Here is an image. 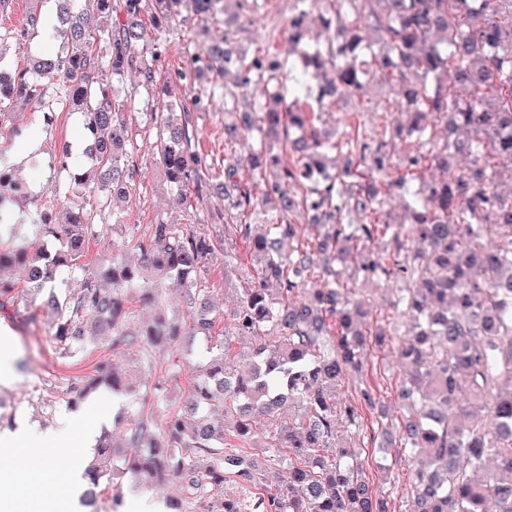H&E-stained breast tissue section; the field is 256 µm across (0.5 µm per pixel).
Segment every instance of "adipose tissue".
<instances>
[{"mask_svg":"<svg viewBox=\"0 0 512 512\" xmlns=\"http://www.w3.org/2000/svg\"><path fill=\"white\" fill-rule=\"evenodd\" d=\"M103 405L87 401L83 413L88 425L79 441L67 440L65 436L51 430L28 428L0 437V451L15 460L13 467L0 469V486L8 487V494L0 496V512H21L23 499L14 494V486L27 482L31 492L41 495V512H87L80 501L84 491L80 472L75 468H64L63 458L73 444L88 448L94 442L95 420Z\"/></svg>","mask_w":512,"mask_h":512,"instance_id":"ef3b65f1","label":"adipose tissue"}]
</instances>
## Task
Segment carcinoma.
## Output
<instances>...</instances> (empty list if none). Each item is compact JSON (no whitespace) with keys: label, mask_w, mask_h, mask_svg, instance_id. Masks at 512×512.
Returning a JSON list of instances; mask_svg holds the SVG:
<instances>
[{"label":"carcinoma","mask_w":512,"mask_h":512,"mask_svg":"<svg viewBox=\"0 0 512 512\" xmlns=\"http://www.w3.org/2000/svg\"><path fill=\"white\" fill-rule=\"evenodd\" d=\"M54 32L65 52L36 56L20 70L3 66L0 34V127L10 108L31 104L52 120L77 112L87 131L90 166L56 187L37 213L35 240L0 249V310L31 292L64 289L51 297L55 337L69 348L87 337H112V346H137L147 364L167 345L205 338L209 356L189 397L158 418L147 400L126 422V441L139 453L125 473L135 482L175 481L181 496L167 512H388L355 449L338 436L346 425L364 429L356 406L336 386L362 372L368 343L385 344L394 330L368 327L369 304L348 291L346 276L387 283L395 316L409 323L398 345L404 380L398 397L413 410L391 427L371 389L362 390L376 417L378 447L400 448L414 466L413 512H512V0H321L323 39L310 21L315 0H289L280 30L294 56L291 67L270 50L248 53L240 13H260L269 0H52ZM223 16L224 36L203 43L177 79L193 86L192 110L176 114V84L159 60L172 21L182 11ZM149 12L153 37L140 23ZM103 19V25L90 18ZM107 40L108 57L97 51ZM134 71L140 86L166 111L146 113L156 129L157 163L184 209L182 195L224 200V231L241 239L254 273L212 336L216 311L202 279L220 241L177 220H158L133 243L138 258L81 262L94 220L121 225L114 201L136 191L140 168L129 154L124 104L115 83ZM298 92L287 101L284 73ZM380 74L399 87L403 128L376 136L341 119L318 133L322 110L338 99L364 96ZM56 77L47 94L41 79ZM224 96V168L193 149L191 112ZM259 90L264 100L248 99ZM260 142L234 152L247 136ZM402 165L393 162L399 144ZM248 164L249 185L239 176ZM445 175L427 179L430 167ZM28 195L12 170L0 166V225L9 199ZM405 201L409 222L393 219L390 200ZM94 198L91 208L75 203ZM315 232L310 247L283 249L297 237L295 217ZM388 236L381 251L374 240ZM28 271V287L12 274ZM80 278L72 294L64 270ZM184 291L190 327L166 315L163 279ZM154 311L135 322V310ZM249 349L235 352L233 343ZM97 376L68 388L78 408L99 385L126 390L123 377L101 362ZM233 437L247 444L224 450ZM115 453L98 446L84 469L94 506L104 467ZM494 470L482 476L486 459ZM286 476L269 482L268 465ZM231 482L236 490L228 491Z\"/></svg>","instance_id":"obj_1"}]
</instances>
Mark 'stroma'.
I'll use <instances>...</instances> for the list:
<instances>
[{"label": "stroma", "instance_id": "35a3bbf8", "mask_svg": "<svg viewBox=\"0 0 512 512\" xmlns=\"http://www.w3.org/2000/svg\"><path fill=\"white\" fill-rule=\"evenodd\" d=\"M269 13L255 15L249 24V35L245 49H274L287 54L288 46L279 36V31L288 19V0H273ZM201 27L198 17L188 14L177 23L168 41V51L160 62L163 73L175 75L184 58L197 50V33ZM135 76L126 77L121 86L123 92H134L135 99L128 105L129 132L134 157L141 169V178L134 195L117 206L124 217L123 225L103 228L97 239L89 246V259L102 261L111 255L129 252L132 236L142 234L149 224L157 219L183 215L188 227L198 234L223 237L224 226L219 210L224 202L210 198L194 202L187 213H179L173 195L164 179L161 168L154 161V133L145 126L144 110L147 103L145 91L136 90ZM396 97L394 87L373 80L360 107L339 104L332 107L329 114L323 115L319 128H330L335 119L355 114L363 128L373 129L384 123L396 126L401 117L391 105ZM385 104V111H375V104ZM197 134V149L215 168L224 166V99L214 96L208 111L193 115ZM38 128L42 134L39 154L13 166L16 179L25 183L30 198L23 205L26 218L12 221L0 227V249L17 248L28 245L34 238L33 221L36 213L50 190L51 185L67 184L68 172L53 168L52 158L59 147L82 141L83 124L79 114L60 113L53 122H44L41 113L21 106L17 109L13 127L0 129V159L8 160L16 142L14 130L23 131ZM252 267L241 263L236 272L225 273L224 253L216 251L205 266V275L211 290V298L217 312L230 309L236 299L235 290L249 277ZM50 315L40 311L38 303L20 306L17 314L6 315L0 312V329L5 330L13 341L12 375L9 380L0 382V431L12 429L23 423L35 424L44 428H57L69 425L73 434L84 430L82 419L72 417L65 395L66 387L74 382L91 377L99 362L106 361L122 371L136 394L152 395L158 381H165L167 402L175 405L192 385L199 365L206 358L205 341H197L192 352L186 353L179 347L168 348L158 354L153 364H145L137 347L113 346L111 341L89 344L66 354L59 350L49 335ZM402 376L395 353L394 343L382 347H370L365 355L362 375L346 379L340 395L352 403H359L360 391L364 387L374 389L377 396L388 408L392 421H400L405 413L397 400V392ZM365 433L354 436L352 444L358 450L367 475L374 487L387 495L390 512H411L413 466L405 459L401 449L380 450L371 443L369 433L374 430L372 415L364 417ZM105 492L98 501V512H127V505L135 498H148L155 503H163L167 496L177 494L175 484L169 483L152 490L135 487L126 477L110 475L104 477ZM120 498V505H113V498Z\"/></svg>", "mask_w": 512, "mask_h": 512}]
</instances>
